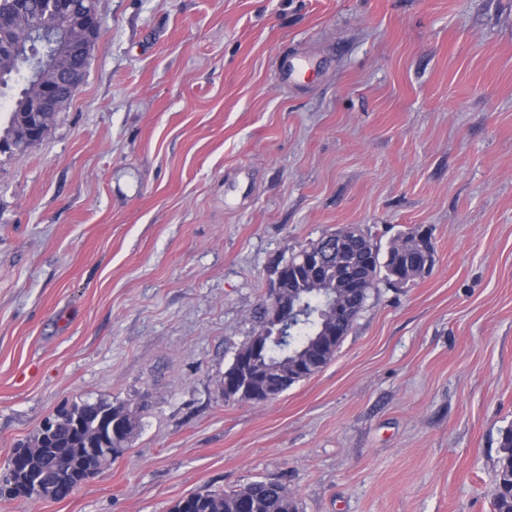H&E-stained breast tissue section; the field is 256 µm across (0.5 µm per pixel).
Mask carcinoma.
<instances>
[{
	"label": "carcinoma",
	"mask_w": 512,
	"mask_h": 512,
	"mask_svg": "<svg viewBox=\"0 0 512 512\" xmlns=\"http://www.w3.org/2000/svg\"><path fill=\"white\" fill-rule=\"evenodd\" d=\"M41 0H26L20 5L11 0H0V11H11L15 28L22 40L29 38L30 18L40 11ZM24 60L0 50V96L23 81ZM20 113L14 112L0 131V151L17 149L16 126ZM435 250L432 230L413 227L394 237L386 252L372 239L360 234L353 239L348 251L341 257L324 250L318 267L306 269L299 265V254L288 258L290 272L280 285L282 302L294 299L309 311L308 317L297 323L289 333L288 342H273L253 365L255 379L252 387L239 386L224 391V400L265 402L277 398L288 389L284 380L300 382L299 374L309 378L323 369L335 356L370 293L381 281L393 282L392 272L399 274L398 282L408 283L424 278V250ZM263 295L254 312L255 336H272L268 302ZM121 415L126 433L116 439L102 435L96 417L101 410ZM51 422L55 436L49 442L39 438L29 444L27 462L29 477H47L54 484L48 497L63 500L83 482V448H111L113 456L103 460L109 466L115 457L129 449V443L140 429L136 414L122 404L106 401L84 402L57 412ZM494 512H512V427L501 434L495 476ZM172 512H300L299 502L288 486L279 481L257 480L229 490H205L194 494L188 510H182L177 501Z\"/></svg>",
	"instance_id": "obj_1"
}]
</instances>
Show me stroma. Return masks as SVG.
<instances>
[{
  "mask_svg": "<svg viewBox=\"0 0 512 512\" xmlns=\"http://www.w3.org/2000/svg\"><path fill=\"white\" fill-rule=\"evenodd\" d=\"M87 75L0 152V474L75 403L130 449L64 500L171 512L286 483L302 512H491L512 426V0H96ZM288 53L319 61L281 85ZM433 229L321 371L225 402L272 267L342 225Z\"/></svg>",
  "mask_w": 512,
  "mask_h": 512,
  "instance_id": "1",
  "label": "stroma"
}]
</instances>
